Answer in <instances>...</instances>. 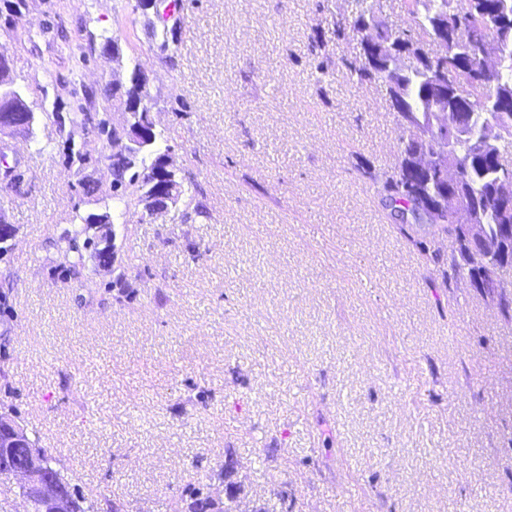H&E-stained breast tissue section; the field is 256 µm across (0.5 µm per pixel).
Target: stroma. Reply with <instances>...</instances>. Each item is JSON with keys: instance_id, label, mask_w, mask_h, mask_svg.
<instances>
[{"instance_id": "obj_1", "label": "stroma", "mask_w": 512, "mask_h": 512, "mask_svg": "<svg viewBox=\"0 0 512 512\" xmlns=\"http://www.w3.org/2000/svg\"><path fill=\"white\" fill-rule=\"evenodd\" d=\"M362 0H0L10 75L85 91L148 76L177 208L114 226L126 285L61 272L74 212L102 213L104 162L68 166L52 113L8 138L26 192L0 195V415L94 512H512V312L452 282L356 169L392 166L384 91L345 66ZM349 28L336 38L337 23ZM109 33L118 56L92 38ZM327 71H319L320 59ZM205 215H197L196 205ZM212 501H220L219 498L210 496ZM203 496L200 488H192L189 491V502L186 500V510L184 512H237L236 509L238 504V492L237 490L230 489L227 493V499L222 503V506L215 505Z\"/></svg>"}]
</instances>
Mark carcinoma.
Instances as JSON below:
<instances>
[{"instance_id": "obj_1", "label": "carcinoma", "mask_w": 512, "mask_h": 512, "mask_svg": "<svg viewBox=\"0 0 512 512\" xmlns=\"http://www.w3.org/2000/svg\"><path fill=\"white\" fill-rule=\"evenodd\" d=\"M406 13L409 25L394 31L383 28L377 35L382 44L396 35L414 41L413 33L429 37L448 32V47L444 57L434 61L425 59L405 72L397 85L387 83L383 72L376 66L359 59L348 63L351 77L361 86L387 88L389 107L397 117L398 160L383 172L370 168L363 171L374 190L381 195L385 206L398 214L415 212L421 203L437 198L440 181L435 176H419L408 167V158L426 148L419 136L421 123L428 120L436 106L434 86L444 71L452 73L453 87L448 89V109L452 119L466 128L469 137L458 148L455 161L458 183L463 197L474 208L482 225L484 242L497 241L501 225L512 224V214L504 219V207L512 206V183L505 184L497 169L508 163L512 151V138L503 141L498 153L482 152L476 146L485 114L477 111L481 101L491 103L495 111L512 122V0H407ZM497 42L508 55L504 66L497 72H486L480 59L491 42ZM13 85L11 107L31 113L32 123L26 137L36 139L37 113L27 101V90ZM147 76L136 67L130 85L125 90L128 102L126 121L134 127L149 130L150 144L132 157L125 155L112 160V118L104 112L95 118L79 105L68 110L63 103L53 102V114L66 111L67 124L72 129L91 130L96 140L85 141L80 146H68L65 156L69 163L81 168L92 158L109 162L112 168V198L128 205L134 201L149 202L155 196L154 187L163 182L164 159L168 154L157 144L162 132L149 129V101L146 92ZM89 217L75 212L70 227L59 237L60 255L69 271L76 277L83 269L84 253L93 259L102 257L95 238L86 236L82 225ZM482 244L472 250L452 243L448 254V267L454 277L468 276L478 279L484 290L497 298L503 310L512 308V296L506 292L503 273L512 269V262H488L481 257ZM20 494L28 503V512H45L43 499L27 486H20ZM238 492L229 490L227 499L220 506L214 505L198 488L189 491L185 512H236Z\"/></svg>"}]
</instances>
